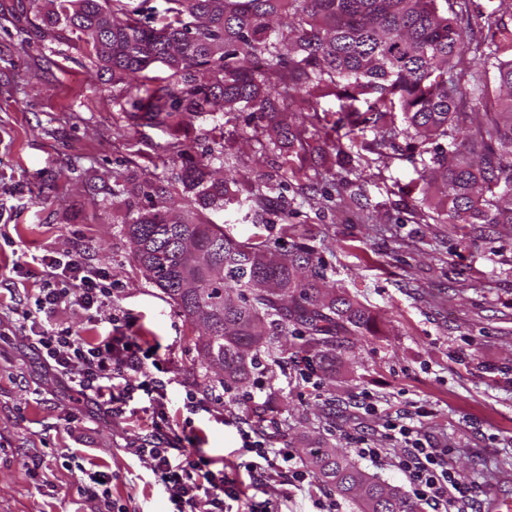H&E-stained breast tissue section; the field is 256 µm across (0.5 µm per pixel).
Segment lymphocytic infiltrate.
Returning <instances> with one entry per match:
<instances>
[{"label": "lymphocytic infiltrate", "mask_w": 512, "mask_h": 512, "mask_svg": "<svg viewBox=\"0 0 512 512\" xmlns=\"http://www.w3.org/2000/svg\"><path fill=\"white\" fill-rule=\"evenodd\" d=\"M48 269L35 300L37 312L51 314L63 305L85 312L101 309L112 289L95 269L61 254L43 258ZM30 343L53 362L56 370L81 394H93L110 412L121 413L137 398L147 399L153 417L149 438L130 452L148 463L154 483L172 505V512H282L277 501L258 499L257 490L269 480L287 476L303 486L309 474L297 466L290 449L273 448L240 430L242 459L232 469L217 467L198 448H174L166 412V384L158 378L129 322L113 319L108 336L91 342L67 327H42L32 320ZM386 436L402 443L394 465L404 475L409 493L431 512H459L460 487L448 465V451L422 437L416 426L387 416Z\"/></svg>", "instance_id": "lymphocytic-infiltrate-1"}]
</instances>
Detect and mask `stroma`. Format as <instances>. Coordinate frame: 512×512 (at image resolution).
Returning <instances> with one entry per match:
<instances>
[{
	"instance_id": "35a3bbf8",
	"label": "stroma",
	"mask_w": 512,
	"mask_h": 512,
	"mask_svg": "<svg viewBox=\"0 0 512 512\" xmlns=\"http://www.w3.org/2000/svg\"><path fill=\"white\" fill-rule=\"evenodd\" d=\"M49 0H0V512H91L88 475L112 473V498L128 512H167L146 463L129 447L151 431L141 411L111 416L50 370L23 323L44 276L40 256L68 253L101 269L112 299L88 321L60 308L51 323L85 339L106 335L111 316L135 323L167 383L169 422L200 435L202 451L236 461L238 421L290 448L304 464V442L353 450L358 441L386 449L381 465L361 466L402 487L392 465L399 443L383 437V416L411 418L448 463L468 512H488L492 497L512 495V229L468 225L458 234L437 223L433 205L403 190L418 182L405 139L383 152L363 150L369 180L349 175L331 148L294 152L268 145L263 122L246 112L178 116L170 128L130 127L112 103V77L91 79L82 43L46 27ZM467 33L454 73L463 90L487 67V45L512 46V0H454ZM224 135L211 166L228 173L242 208L211 212L226 233L274 251L309 247L326 285L374 317L354 336L335 370L295 359L299 337H282L279 358H265L261 389L224 392L208 380L199 326L137 266L123 220L116 175L153 172L161 146L180 139L198 148ZM206 410L190 413L187 391ZM378 413L369 414L365 402ZM39 463L41 480L28 474ZM283 512H315L321 484L267 486Z\"/></svg>"
}]
</instances>
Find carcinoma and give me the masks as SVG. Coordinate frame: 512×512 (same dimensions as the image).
Wrapping results in <instances>:
<instances>
[{"mask_svg":"<svg viewBox=\"0 0 512 512\" xmlns=\"http://www.w3.org/2000/svg\"><path fill=\"white\" fill-rule=\"evenodd\" d=\"M44 22L83 42L112 84L160 63L161 82L126 109L136 127L166 128L182 114L244 112L269 119L276 145L290 137L349 127L355 137L380 133L379 147L402 136L416 146L424 199L436 200L440 223L512 226V58L497 59L495 85L473 76L466 97L452 70L467 33L448 16L450 0H170L161 28L135 17L127 0H52ZM294 22L275 30L282 17ZM335 96L339 117L323 124L320 99ZM493 114L462 143L457 135L475 112ZM336 162L364 177L361 165L334 142ZM213 148L167 143L162 169L190 193L189 208L169 205V180L153 173L123 178L133 257L193 321L210 325L202 351L219 370L216 382L242 387L260 370L261 353L279 350L294 327L301 358L323 370L344 348L340 335L371 329L370 313L349 297L326 292L321 261L304 246L276 253L262 242L227 235L209 210L240 203L232 179L210 170ZM318 480L356 512H420L399 487L362 469L349 455L308 444Z\"/></svg>","mask_w":512,"mask_h":512,"instance_id":"cac0c4a2","label":"carcinoma"}]
</instances>
